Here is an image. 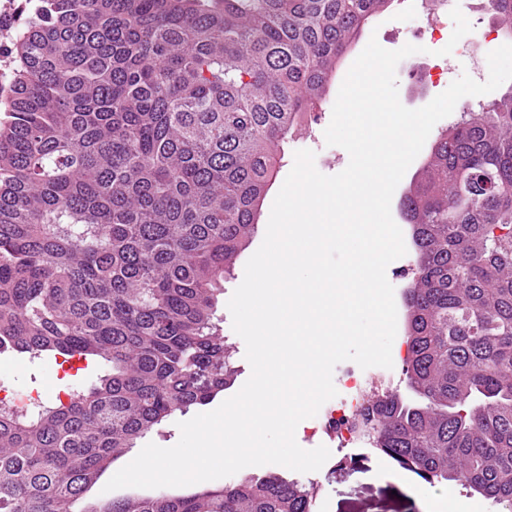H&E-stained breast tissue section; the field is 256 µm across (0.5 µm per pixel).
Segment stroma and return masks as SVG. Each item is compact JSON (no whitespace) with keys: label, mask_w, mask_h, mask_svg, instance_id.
<instances>
[{"label":"stroma","mask_w":512,"mask_h":512,"mask_svg":"<svg viewBox=\"0 0 512 512\" xmlns=\"http://www.w3.org/2000/svg\"><path fill=\"white\" fill-rule=\"evenodd\" d=\"M480 0H458L459 6L472 26L469 38L473 53L465 57L459 54L441 55L440 50L449 42L451 29H442L438 41L432 42L431 53H419L403 59L397 66L396 76L401 103L411 109L424 106L429 97L445 91L461 75H469L478 82L489 75L487 55L501 45L491 15L481 9ZM414 18L405 13L398 0H391L388 8L372 20L363 30L357 44L345 55L332 81L325 99L316 102L307 113L292 140L284 147L274 183L267 192L263 204L260 232L253 237L248 250L256 252L263 242L267 214L294 163V153L300 149L315 152V165L326 175L341 172L349 162L348 153L341 147L325 143L324 131L329 125L332 108L339 88L354 60L362 52L370 38L389 50H396L412 42ZM441 65L444 76L440 83L421 81V73L432 65ZM53 361H29L9 353L0 354V386L13 391H37L54 398L56 393L80 386L90 375L89 370L79 369L61 376ZM324 414H317L300 422L295 438L306 450L326 446L331 456L323 467L315 472L302 474L301 479L315 489L313 512H429L430 498L443 490H450L457 497L466 499L472 512H497L490 500L452 482L446 485L430 484L417 474L404 470L377 449L369 445H355L337 450L336 443L325 433Z\"/></svg>","instance_id":"35a3bbf8"}]
</instances>
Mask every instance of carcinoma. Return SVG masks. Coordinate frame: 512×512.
Returning <instances> with one entry per match:
<instances>
[{"label":"carcinoma","instance_id":"cac0c4a2","mask_svg":"<svg viewBox=\"0 0 512 512\" xmlns=\"http://www.w3.org/2000/svg\"><path fill=\"white\" fill-rule=\"evenodd\" d=\"M390 0H38L0 121V354L91 364L89 386L0 406V512H312L271 472L89 500L173 414L236 380L216 317L283 143ZM512 43V0H486ZM415 273L412 403L349 426L431 484L512 512V91L462 111L399 202Z\"/></svg>","mask_w":512,"mask_h":512}]
</instances>
